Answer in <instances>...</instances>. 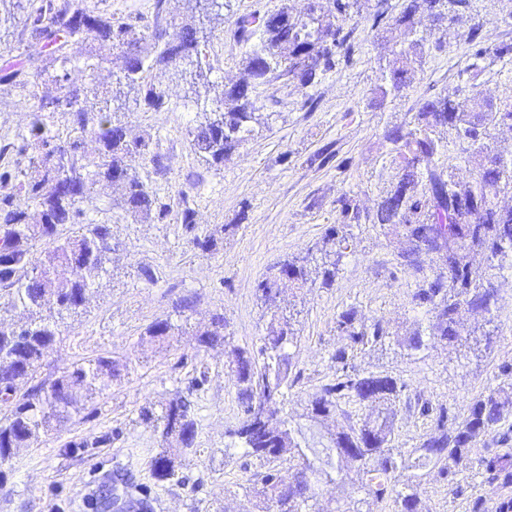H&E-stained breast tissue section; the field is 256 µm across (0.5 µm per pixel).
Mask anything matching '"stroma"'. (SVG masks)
Here are the masks:
<instances>
[{
    "label": "stroma",
    "instance_id": "1",
    "mask_svg": "<svg viewBox=\"0 0 512 512\" xmlns=\"http://www.w3.org/2000/svg\"><path fill=\"white\" fill-rule=\"evenodd\" d=\"M223 2V20L212 24L201 45L202 63L210 70L207 95H195L171 72L156 69L148 79L166 87L165 106L154 111L130 98L116 111L132 135L149 141L148 155L129 164L168 215L160 222L141 219L117 205L112 189L92 192L88 217L110 226L112 261L86 307L60 323L55 349L32 382L50 385L71 363L100 356L112 358L119 374L84 411L54 423L0 465V512H96V495L105 485L121 496L147 495V512H259L241 487L260 472V463L229 449L230 433L243 417L231 366L234 349L259 347L274 313L287 317L298 336L291 350L295 381L283 414L316 467L334 477L318 486V512L395 510L391 501L374 505L355 469L329 452L332 435L359 427L364 411L345 405L328 422L310 417L313 396L336 374L333 356L345 344L336 319L343 310L356 308L389 333L382 344L355 353L356 370L407 382L412 392L446 406L452 426L468 416L476 396L498 383L502 366L512 364V272L494 269L482 252L473 255V266L492 280L499 300L485 317L466 311L461 322L464 332L491 334V347L470 341L410 351L402 345V338L429 324L430 313L413 305L410 293L432 259L423 254L418 268L404 266L405 239L373 220L381 197L402 175L388 136L417 128L424 102L451 90L473 112L512 102V59L477 53L482 46L512 43V0H472L470 16L452 24L421 21L422 45L411 54L395 97L382 96L381 89L388 84L390 49L404 38L395 20L407 0H361L332 68L308 86L292 76L253 84L250 98L261 125L223 164L211 165L194 148L190 132L203 113L217 110L225 87L246 76L245 58L261 34L243 37L239 20L307 6V0ZM86 4L142 29L173 28L189 13L188 0ZM30 43L23 15L0 27V63L47 72L35 88L0 84L2 143L24 132V108L33 95L56 92L49 79L52 63L44 56L30 59ZM346 199L355 212L343 213ZM187 208L194 212L190 230L182 222ZM332 226L348 238L333 285L285 288L276 302L264 301L256 285L269 268L305 255ZM205 236L215 240L208 251L195 244ZM146 269L152 279L143 277ZM187 298L194 306L183 333L162 349L142 346L152 323L178 321L176 308ZM216 313L224 316L226 342L198 352L196 333ZM186 392L197 423L196 446L181 457L182 483L159 482L151 463L164 442L139 413ZM496 448L493 436L480 437L472 465L460 468L451 486L435 469H420L418 491L430 512H473L476 500L493 507L512 499V485L488 482L476 464Z\"/></svg>",
    "mask_w": 512,
    "mask_h": 512
}]
</instances>
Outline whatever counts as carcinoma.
Returning <instances> with one entry per match:
<instances>
[{"label":"carcinoma","mask_w":512,"mask_h":512,"mask_svg":"<svg viewBox=\"0 0 512 512\" xmlns=\"http://www.w3.org/2000/svg\"><path fill=\"white\" fill-rule=\"evenodd\" d=\"M359 0H332L337 22L326 21L308 12L291 17L281 11L262 19L260 44L247 57L246 69L252 78L278 70L289 75L301 71L300 81L311 84L318 70L331 67L334 52H322L318 41L343 46L342 23L351 19ZM470 0H409L396 24L416 35L415 16L453 23L463 17ZM25 25L40 49L49 52L56 64L51 81L57 95L38 99L29 109L26 134L18 145L0 147V156L13 149L28 157L23 166L16 161L0 164V253L9 265L0 267V299L6 309H21L26 319L10 326L0 324V403L7 413L0 417V465L9 461L16 449L29 446L51 428L52 422L84 409L85 401L105 389L115 375L116 365L104 356L84 364H73L49 388H31L21 403L12 399L19 386L32 378L38 365L54 349L58 323L79 312L88 302L91 288L112 261V234L106 224L87 222L83 204L90 190L102 184L121 191L118 204L136 217L162 220L167 207L158 203L127 164L132 155L147 153L149 143L130 137L127 128L112 119V87L89 85L83 70L73 64V46L78 36L115 50L122 58L121 73L130 88L143 87L144 105L158 110L167 101L161 84L141 85V74L154 68L167 69L180 61H193L200 54V21L196 15L173 32L164 29L147 37L130 22L88 10L83 0H29ZM420 45L392 51L389 64L390 87L383 94L398 95L404 85V59ZM42 72L21 69L0 70V83L23 87L35 84ZM100 99L98 111L83 106L88 95ZM236 102L227 112H211L194 131L192 142L210 164H221L259 122L248 97V86L237 85L225 92ZM69 116L62 130L54 125V115ZM421 126L404 135L390 136L401 160L402 178L378 203L377 223L390 226L409 243L404 255L407 265L420 254H432L437 267L432 275L416 283L412 303L431 314L428 334L419 332L404 340L406 347L419 351L438 342L462 340L459 315L467 308L473 313H489L497 303V290L486 280L473 276L470 253L483 251L490 259L502 261L512 255V208L498 206L500 196L512 195V161L503 164L486 139L496 126L512 128V103L484 112L468 111L456 93H446L425 102L419 113ZM477 161V177L468 183L454 180L453 165L421 169L420 161L454 151ZM73 224L78 230L62 238L58 226ZM43 242L40 252L36 243ZM348 248L347 239L334 227L308 249L318 252L322 263L315 270L307 259H285L270 268L257 290L273 299L282 285L302 288L312 276L321 283L333 282L339 262ZM337 328L347 343L336 350V379L323 386L311 401V417L325 421L345 402L368 410L367 419L351 432L332 438L338 458L357 465L365 476L367 495L379 503L395 497L398 512H429L417 492L413 478L404 490L393 492L399 464L390 446L397 406L405 402L431 423L430 433L419 444L417 467L432 466L454 487L457 471L470 463L472 443L481 435L496 434L512 417V382L490 386L473 401L470 413L456 427L448 428V409L420 397L406 396L409 385L396 378L362 374L352 365L355 351L369 344H381L389 337L383 325L359 319L350 308L337 320ZM182 332L169 319L152 323L145 332L148 343L162 344ZM297 339L287 321L272 316L267 334L255 351L236 353L233 369L239 382V400L244 419L232 433L244 454L257 457L265 471L252 483L255 496L263 500L265 512H314L316 489L321 481L334 478L315 466L295 440L292 428L281 417V403L288 389L292 356L289 347ZM198 348L209 349L225 343L224 316L216 314L210 326L199 332ZM190 401L178 396L156 412L145 406L142 420L161 431L175 448H163L154 457L152 469L159 481L182 482L179 454L195 445L196 421L189 412ZM289 456L288 470L278 460ZM491 480L512 484V448L480 460Z\"/></svg>","instance_id":"cac0c4a2"}]
</instances>
